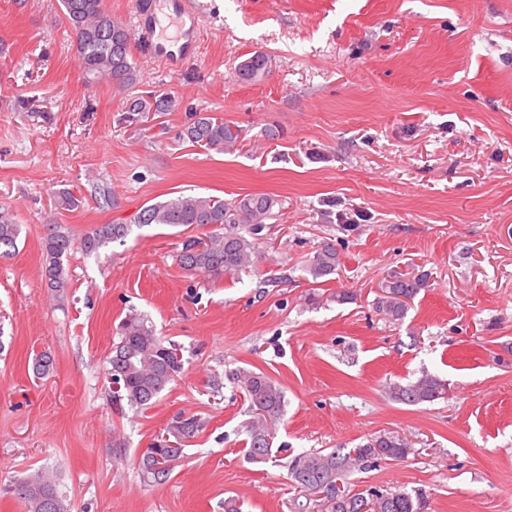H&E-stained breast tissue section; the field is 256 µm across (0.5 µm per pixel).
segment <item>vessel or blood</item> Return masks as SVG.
Masks as SVG:
<instances>
[{
	"label": "vessel or blood",
	"instance_id": "obj_1",
	"mask_svg": "<svg viewBox=\"0 0 512 512\" xmlns=\"http://www.w3.org/2000/svg\"><path fill=\"white\" fill-rule=\"evenodd\" d=\"M203 18L199 0H133L132 35L148 58L178 70L197 52Z\"/></svg>",
	"mask_w": 512,
	"mask_h": 512
}]
</instances>
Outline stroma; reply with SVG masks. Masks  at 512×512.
Instances as JSON below:
<instances>
[{
	"label": "stroma",
	"mask_w": 512,
	"mask_h": 512,
	"mask_svg": "<svg viewBox=\"0 0 512 512\" xmlns=\"http://www.w3.org/2000/svg\"><path fill=\"white\" fill-rule=\"evenodd\" d=\"M212 15L180 71L132 49L135 80L85 76L60 0H0V211L21 228L0 259V483L52 471L68 512H291L288 464L388 430L399 461L355 490L419 491L424 512H512V0H203ZM268 75L235 71L252 53ZM171 98L167 112L132 100ZM237 126L234 148L193 145L195 113ZM71 192L79 205L57 204ZM266 193L276 216L237 275L190 276L195 228L137 225L181 195ZM124 242L42 275L46 226ZM336 246L334 274L307 265ZM427 286L395 320L391 276ZM353 293L347 304L339 292ZM181 345L184 368L147 411L112 401L106 358L130 311ZM51 353L42 378L34 358ZM261 369L287 404L274 452L247 459L250 402L231 370ZM429 373L447 398L407 406L392 382ZM207 426L170 480L138 459L178 414ZM268 73V57L262 52L253 54L238 65L237 74L244 82L261 81ZM127 233V225L102 224L82 238L80 247L87 254L97 252L105 244L124 239Z\"/></svg>",
	"instance_id": "1"
}]
</instances>
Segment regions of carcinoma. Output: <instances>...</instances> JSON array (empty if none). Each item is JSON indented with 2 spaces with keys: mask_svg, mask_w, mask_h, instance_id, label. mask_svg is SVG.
Instances as JSON below:
<instances>
[{
  "mask_svg": "<svg viewBox=\"0 0 512 512\" xmlns=\"http://www.w3.org/2000/svg\"><path fill=\"white\" fill-rule=\"evenodd\" d=\"M61 10L76 36V49L85 74L107 77L121 86L133 80L129 62L131 34L112 21L103 0H61ZM268 73V57L253 54L238 65L237 74L244 82H258ZM187 138L208 148H228L239 138V130L223 119L197 113L186 129ZM278 201L267 194L246 195L233 202L218 197L179 196L151 204L137 217V224H169L187 227H211L203 237H191L182 244L178 265L190 275L218 278L237 273L254 264L259 253L260 233L265 221L275 216ZM248 234H242V229ZM128 233L125 224H102L80 241L81 249L93 253L100 247L122 240ZM20 225L13 215L0 212V258L15 254ZM75 247V239L59 224L46 225L43 238L45 257L43 276L47 287L61 298L67 288L63 257ZM335 245L323 244L310 261L307 271L315 280L336 271ZM423 278L395 276L384 285V296L376 309L397 320L406 313L407 301L424 287ZM119 341L107 358V378L113 385V398L136 411H145L156 403L183 370L180 345L156 336L144 315L130 312L118 327ZM250 401L255 417L245 423L246 456L264 460L272 454L265 437L268 424L282 418L285 393L268 374L239 368L229 374ZM390 398L400 404L415 406L443 399L448 383L424 373L407 384L388 385ZM205 423L197 415H181L167 428V435L146 448L139 460L143 476L156 484L167 482L184 456L186 443L203 430ZM409 454L407 441L392 432L375 435L355 448H335L295 456L288 464V478L299 496L293 499V512H422L419 493L368 489L355 492L347 478L355 470H365L382 460H400ZM18 499L24 512H65L57 484L43 470L3 488Z\"/></svg>",
  "mask_w": 512,
  "mask_h": 512,
  "instance_id": "1",
  "label": "carcinoma"
}]
</instances>
